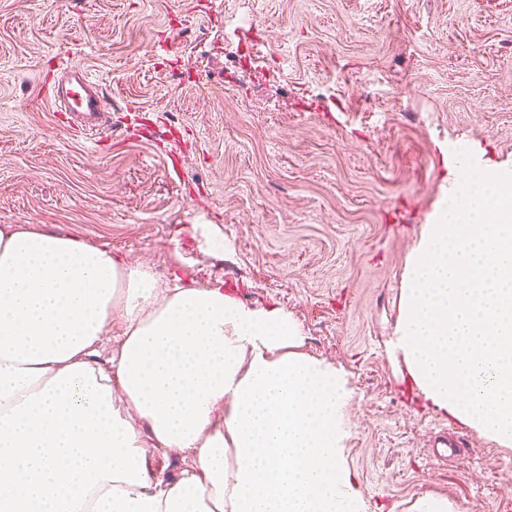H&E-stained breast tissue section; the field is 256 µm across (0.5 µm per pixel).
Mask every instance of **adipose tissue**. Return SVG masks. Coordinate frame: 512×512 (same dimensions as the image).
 <instances>
[{
  "mask_svg": "<svg viewBox=\"0 0 512 512\" xmlns=\"http://www.w3.org/2000/svg\"><path fill=\"white\" fill-rule=\"evenodd\" d=\"M281 307L0 225V512H365L353 390ZM193 450L177 477L150 459Z\"/></svg>",
  "mask_w": 512,
  "mask_h": 512,
  "instance_id": "1",
  "label": "adipose tissue"
}]
</instances>
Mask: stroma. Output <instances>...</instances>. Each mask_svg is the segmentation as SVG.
<instances>
[{"mask_svg":"<svg viewBox=\"0 0 512 512\" xmlns=\"http://www.w3.org/2000/svg\"><path fill=\"white\" fill-rule=\"evenodd\" d=\"M66 62L115 135L47 101ZM459 149L512 169V0H0V225L284 308L354 390L369 512H512V447L428 406L392 345ZM442 432L461 446L440 464Z\"/></svg>","mask_w":512,"mask_h":512,"instance_id":"stroma-1","label":"stroma"}]
</instances>
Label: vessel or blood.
<instances>
[{
  "label": "vessel or blood",
  "instance_id": "b4317fda",
  "mask_svg": "<svg viewBox=\"0 0 512 512\" xmlns=\"http://www.w3.org/2000/svg\"><path fill=\"white\" fill-rule=\"evenodd\" d=\"M49 97L59 111L76 115L73 129L82 134H101L111 130L103 115L112 105L102 85L86 67L66 64L59 69L49 88Z\"/></svg>",
  "mask_w": 512,
  "mask_h": 512
}]
</instances>
